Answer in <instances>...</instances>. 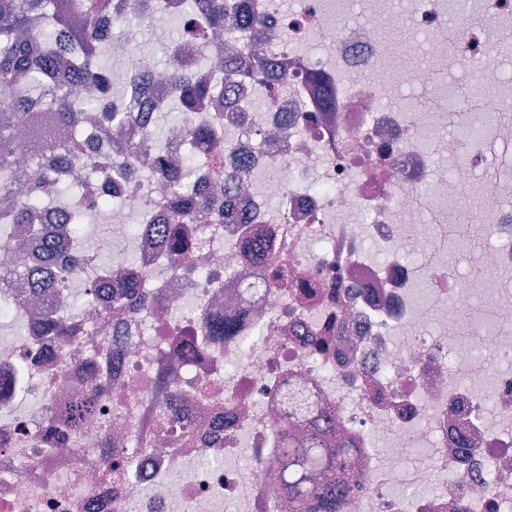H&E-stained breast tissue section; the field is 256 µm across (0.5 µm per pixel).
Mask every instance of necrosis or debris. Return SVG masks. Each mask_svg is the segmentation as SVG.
Masks as SVG:
<instances>
[{"label":"necrosis or debris","instance_id":"1","mask_svg":"<svg viewBox=\"0 0 512 512\" xmlns=\"http://www.w3.org/2000/svg\"><path fill=\"white\" fill-rule=\"evenodd\" d=\"M329 4L304 0L287 12L280 0H252L276 39L255 49L239 36L241 13L232 10L201 42L211 57L233 46L254 70L272 62L283 78L262 86L239 73L225 77L229 99L214 103L224 116V165L247 164L249 187L198 197L212 221L178 262L140 236L129 272L159 289L162 302L109 318L87 313L58 351L41 334L30 281L0 284L28 324L24 334L0 336V512H222L228 501L238 512H287L271 457L289 377L332 412L333 438L360 450L362 480L341 512H512V290L498 283L512 271V199L488 181L468 213L493 240L471 259L484 273L476 290L448 263L446 231L417 230L427 211L439 225L455 222L461 186L499 165L494 145L512 139L499 119L504 101L485 95L460 112L461 123L484 121L479 142L448 132L442 107L385 103L407 84L433 93L498 82L512 63L501 26L512 18V0H414L413 25L428 38L422 70L385 54V8L332 32ZM468 9L485 23L451 25ZM493 53L498 67L484 68ZM325 86L336 89L326 112ZM257 92L264 107H248ZM148 133L133 119L111 144H98L101 179L84 177L77 163L66 170L85 197L120 200L105 216L87 210L86 226L103 218L113 238L127 237L137 204L107 175L123 148ZM274 169L287 180L266 182ZM428 184L434 196L420 198ZM273 192L281 197L275 211L267 207ZM226 200L238 223L215 221ZM61 221L50 212L43 236L77 255L84 271L96 270L99 239L58 236ZM370 241L386 262L367 256ZM411 252L423 263H408ZM267 257L287 267V281L268 286L259 270ZM207 317L236 319L241 328L176 359L175 377L158 380L168 337L201 336ZM469 342L484 358L452 367L451 352ZM103 371L100 407L119 413L121 441L96 422L63 444L47 438L46 420L62 397ZM161 414L175 424L166 435L157 429ZM379 436L388 441L384 457L373 449ZM137 441L146 447L134 475L108 472L114 448ZM413 448L428 450V466L410 467ZM439 472L449 480L433 493L393 492L400 482L432 484Z\"/></svg>","mask_w":512,"mask_h":512}]
</instances>
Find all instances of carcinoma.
<instances>
[{
	"label": "carcinoma",
	"mask_w": 512,
	"mask_h": 512,
	"mask_svg": "<svg viewBox=\"0 0 512 512\" xmlns=\"http://www.w3.org/2000/svg\"><path fill=\"white\" fill-rule=\"evenodd\" d=\"M142 16L149 17L159 10L180 9L184 18L183 35L176 43L167 64V77L172 95L167 104L180 114L174 126L185 131L182 160L172 164L169 154L175 149L172 142L153 143L155 154L152 166L167 180L171 196L185 203L170 208L176 227L147 222L156 235V244L165 248L170 260L187 243L192 228L185 217L192 214L204 223L206 217L186 203L191 198L188 188L195 172L202 179L218 185L238 181L243 172H224V152L217 145L224 142V124L202 111L207 107L213 89L192 85L187 80L189 64L200 63L219 73L236 70L226 58L203 59L185 50L194 49L198 36L224 27V11L238 5L228 0H141ZM130 16L123 12L121 0H0V196L9 199L10 222L0 225V247L13 235L15 224H25L32 231V249L15 261L14 272L25 275L29 265L41 259L40 231L37 223L43 219L45 208L67 212L68 223L63 230H79L84 215L72 201L62 202L65 195L75 196L79 184L63 180L56 172L45 170L27 183L16 186L12 174L17 163L19 144L17 132L27 131L36 154L29 156L31 164L41 154H53L63 164L80 162L87 173L96 172L94 154L86 149L85 131L75 125V113L83 108L101 115L97 137L108 139L113 120L123 109V98L114 93L112 71L96 65L101 48L114 35V28L126 23ZM243 30L252 34L256 46L263 41V20L254 11L243 12ZM140 147L132 145L124 157L112 163V178L124 183L136 180L141 174ZM131 263L100 267L99 274L83 282L85 300L77 303L73 280L78 265H67L57 272L52 290L67 297V311L83 313L92 306L91 295L101 289L109 290L112 303L120 305L132 295L130 281L124 268ZM287 276L286 269L275 259L266 263V278L275 285ZM58 309L48 308L41 322L42 335L49 336L57 346L73 334L69 317L56 315ZM207 344L213 337L232 336L237 326L231 321L204 323ZM102 385L92 381L80 398L60 405L50 419L49 432L68 436L77 433L83 424L97 415ZM294 405L284 412L285 420L305 419L306 434H284L275 446L274 467L282 492L294 505L295 512H309L316 507L321 512H338L348 487L360 480L356 468V452L340 443L327 451V440L320 420L310 419L311 408L303 405L302 397H293ZM134 459L124 448L116 450L108 469L130 471Z\"/></svg>",
	"instance_id": "cac0c4a2"
}]
</instances>
